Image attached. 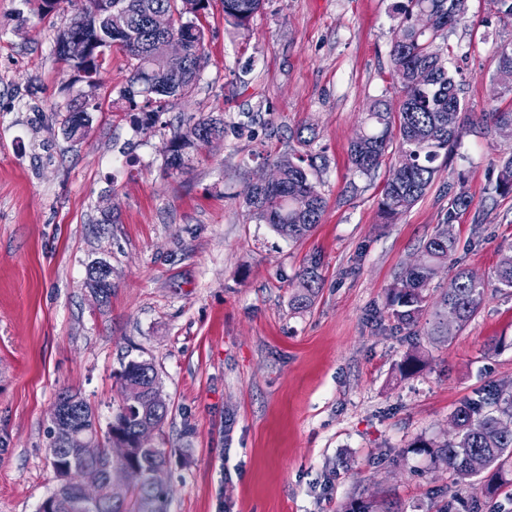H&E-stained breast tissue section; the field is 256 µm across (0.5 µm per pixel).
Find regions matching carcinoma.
<instances>
[{
  "mask_svg": "<svg viewBox=\"0 0 512 512\" xmlns=\"http://www.w3.org/2000/svg\"><path fill=\"white\" fill-rule=\"evenodd\" d=\"M467 0H398L393 6L397 19L395 38L390 49L392 84L399 88L401 104L392 109L385 101L374 100L366 112L360 133L361 144L351 143L349 158L352 169L368 175L386 160L390 169L399 168L402 180L384 184L379 211L391 223L415 205L427 192L442 169V163L461 138L464 123L475 120L498 128L512 125V111L483 112L475 118L466 115L460 97L462 80L448 68L445 49L439 40L454 28L467 11ZM210 0H87L56 38L55 51L77 76V80L93 90L100 82L101 58L105 51L119 47L134 60L128 87L120 92L121 110L132 117L134 125L148 130L158 123L171 100L190 92L202 65L205 31L199 17L208 9ZM224 21L237 30L248 28L260 10L262 0H222ZM119 6L127 16L125 32L112 33L111 8ZM429 11L437 17L434 29L420 32L414 26L416 16ZM156 13L168 16L169 34L187 47V56L180 62L165 53V37L155 33L151 17ZM496 82L512 90V43L497 48ZM99 104L80 92L68 112L62 116L60 130L67 138L83 135L91 122V113ZM224 137V119L213 116H191L171 133L166 146V168L181 172L199 149ZM302 152L276 161L279 180L270 185H253L245 194V203L252 219L270 225L278 234L298 240L320 223L325 200L310 179V171L318 168L319 155L312 152L313 139L298 136ZM494 191L512 193V154L498 165ZM473 196L459 190L450 202L444 224L423 246V261L404 269L388 297L390 316L403 329L411 330L428 318L427 335L438 342L451 343L477 315L485 302L487 284L474 279L466 268L456 269L452 291L444 292L440 304L430 305L429 287L438 270L453 261L456 239L452 225L471 206ZM320 261L313 257L302 267L297 291L291 302L297 310L311 306L321 286ZM97 266L88 271L87 286L111 295L112 285L95 274ZM495 288L512 290V255L504 257L495 272ZM120 402L112 424L123 438L133 445L130 463L140 469L133 478L129 499L121 504L106 499L92 502L82 494L75 473L62 469L59 484L51 493L53 512H168L169 493L162 484L148 480V473L166 462L165 452L156 448H137L135 442L142 426L153 423L162 427L168 406L151 400L160 384L158 372L147 360H130L116 374ZM137 389L141 401L135 407L126 405V392ZM92 406L81 400L74 421L78 436L95 434L110 440V431L101 430L99 420L88 419ZM504 418L512 419V392L491 387L478 398L461 404L453 413L457 428L455 438L433 446L434 460L444 464L459 481L472 480L487 474L486 490L495 493L511 486L508 462L512 461V430L501 429Z\"/></svg>",
  "mask_w": 512,
  "mask_h": 512,
  "instance_id": "1",
  "label": "carcinoma"
}]
</instances>
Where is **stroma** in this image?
Masks as SVG:
<instances>
[{"mask_svg": "<svg viewBox=\"0 0 512 512\" xmlns=\"http://www.w3.org/2000/svg\"><path fill=\"white\" fill-rule=\"evenodd\" d=\"M395 0H264L246 35L211 0L205 60L191 93L162 124L137 130L115 99L132 62L106 52L87 134L63 138L59 115L79 87L54 52L84 0L41 15L0 0V512H38L57 484L48 448L59 392L78 393L108 424L128 360L155 365L168 417L169 512H464L474 482H455L415 441L455 433L463 401L512 391V292L492 287L512 253V194L493 187L512 138L465 125L430 189L393 223L378 202L388 167L366 176L348 149L369 104L398 105L389 78ZM512 42L492 0H468L448 32L470 113L510 111L493 90L498 45ZM213 115L224 138L183 172L166 169L169 122ZM314 134L326 208L299 241L251 220L247 188ZM460 264L489 285L481 311L451 343L400 329L387 309L398 274L420 257L459 189ZM321 288L290 304L310 257ZM112 268L94 297L88 270ZM414 373L400 365L412 353ZM103 264L105 263L98 262L96 265L91 266L88 271L87 286L91 291H99L103 295L104 299H107L112 292V268L109 265L101 266ZM97 266H101L98 268L99 275L108 282H111L110 284L104 283L97 277L95 274Z\"/></svg>", "mask_w": 512, "mask_h": 512, "instance_id": "stroma-1", "label": "stroma"}]
</instances>
